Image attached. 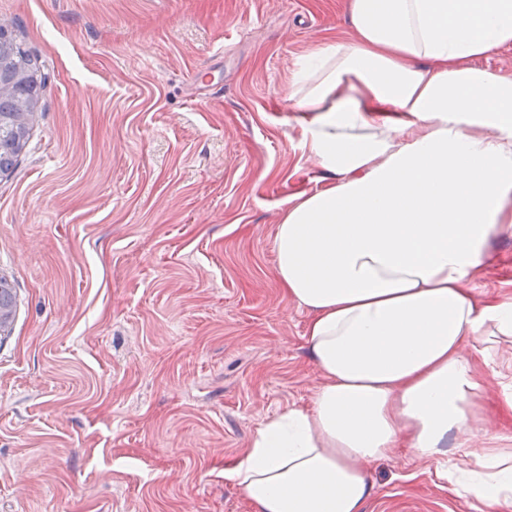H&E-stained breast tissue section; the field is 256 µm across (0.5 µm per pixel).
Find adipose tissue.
I'll use <instances>...</instances> for the list:
<instances>
[{
  "label": "adipose tissue",
  "mask_w": 512,
  "mask_h": 512,
  "mask_svg": "<svg viewBox=\"0 0 512 512\" xmlns=\"http://www.w3.org/2000/svg\"><path fill=\"white\" fill-rule=\"evenodd\" d=\"M346 22L290 95L331 182L287 200L274 236L324 381L224 479L252 512H365L370 466L408 448L457 496L512 504L480 376L512 340V296L472 288L489 241L512 235V79L479 64L512 46V0H348Z\"/></svg>",
  "instance_id": "1"
}]
</instances>
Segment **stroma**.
<instances>
[{
    "mask_svg": "<svg viewBox=\"0 0 512 512\" xmlns=\"http://www.w3.org/2000/svg\"><path fill=\"white\" fill-rule=\"evenodd\" d=\"M346 0H0L47 74L0 173V512H249L224 480L256 427L321 383L309 312L274 277L287 199L325 187L289 96ZM209 68L212 87L190 83ZM474 288L512 294V237ZM482 406L512 438L495 371ZM365 512H512L409 449Z\"/></svg>",
    "mask_w": 512,
    "mask_h": 512,
    "instance_id": "obj_1",
    "label": "stroma"
}]
</instances>
